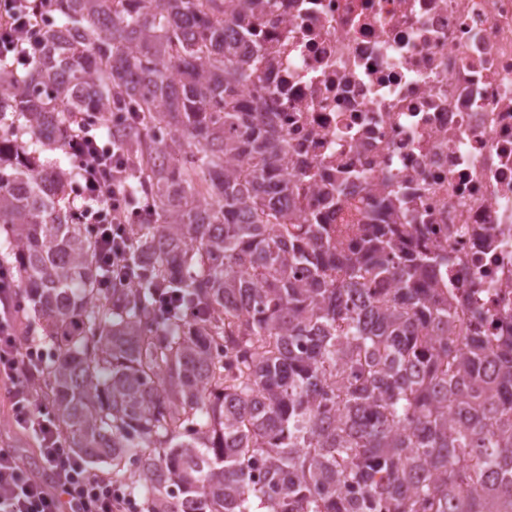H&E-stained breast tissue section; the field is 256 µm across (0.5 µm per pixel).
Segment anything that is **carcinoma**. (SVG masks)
<instances>
[{"label":"carcinoma","instance_id":"cac0c4a2","mask_svg":"<svg viewBox=\"0 0 512 512\" xmlns=\"http://www.w3.org/2000/svg\"><path fill=\"white\" fill-rule=\"evenodd\" d=\"M268 3L51 0L31 63L0 64V228L55 352L40 391L141 512H512V334L476 310L448 341V253L385 233L346 251L288 214L275 128L243 100ZM90 112L127 114L152 210L128 288L100 287L68 174L37 150Z\"/></svg>","mask_w":512,"mask_h":512}]
</instances>
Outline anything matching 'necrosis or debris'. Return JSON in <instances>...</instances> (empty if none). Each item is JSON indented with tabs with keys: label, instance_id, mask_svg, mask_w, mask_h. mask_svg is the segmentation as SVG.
<instances>
[{
	"label": "necrosis or debris",
	"instance_id": "1",
	"mask_svg": "<svg viewBox=\"0 0 512 512\" xmlns=\"http://www.w3.org/2000/svg\"><path fill=\"white\" fill-rule=\"evenodd\" d=\"M254 40L247 97L276 122L289 213L352 250V215L386 223L405 189L408 244L453 259V330L475 308L489 334L512 326V0H271Z\"/></svg>",
	"mask_w": 512,
	"mask_h": 512
}]
</instances>
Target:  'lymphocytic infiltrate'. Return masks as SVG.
I'll use <instances>...</instances> for the list:
<instances>
[{
    "mask_svg": "<svg viewBox=\"0 0 512 512\" xmlns=\"http://www.w3.org/2000/svg\"><path fill=\"white\" fill-rule=\"evenodd\" d=\"M49 0H0V61L28 65L35 33L49 21ZM74 164L71 214L87 225L104 276L102 287L129 284L126 254L131 225L146 207L129 192L131 178L116 135L103 133L96 117L80 119L68 139ZM23 301L8 264L0 262V388L10 402L14 427L32 437L50 482L23 468L19 455L0 448V512H129L131 498L122 484L94 472L75 456L61 436L51 409L36 400L47 351L19 334Z\"/></svg>",
    "mask_w": 512,
    "mask_h": 512,
    "instance_id": "obj_1",
    "label": "lymphocytic infiltrate"
}]
</instances>
